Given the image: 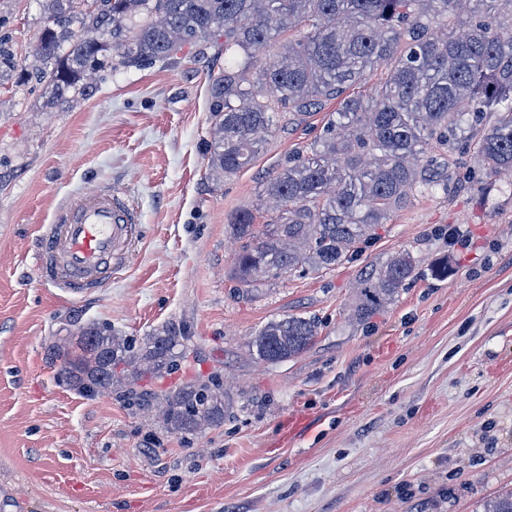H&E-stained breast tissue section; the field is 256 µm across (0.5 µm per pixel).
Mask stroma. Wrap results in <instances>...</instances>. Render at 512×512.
<instances>
[{
  "label": "stroma",
  "mask_w": 512,
  "mask_h": 512,
  "mask_svg": "<svg viewBox=\"0 0 512 512\" xmlns=\"http://www.w3.org/2000/svg\"><path fill=\"white\" fill-rule=\"evenodd\" d=\"M49 23L41 0H0V512H484L511 492L512 186L455 154L447 191L357 256L242 296L230 226L338 101L285 114L218 184L208 98L223 40L98 72L90 97L50 109L33 69ZM111 189L140 235L106 288L71 302L35 274L40 229ZM401 252L416 276L357 319L358 280ZM289 314L316 319L312 346L276 364L252 355V335ZM76 321L138 340L184 331L179 371L141 387L220 375L223 424L187 440L123 397L71 389L50 348Z\"/></svg>",
  "instance_id": "stroma-1"
}]
</instances>
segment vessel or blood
<instances>
[{
	"mask_svg": "<svg viewBox=\"0 0 512 512\" xmlns=\"http://www.w3.org/2000/svg\"><path fill=\"white\" fill-rule=\"evenodd\" d=\"M138 216L120 194H91L41 227L38 278L72 298L104 287L122 267Z\"/></svg>",
	"mask_w": 512,
	"mask_h": 512,
	"instance_id": "vessel-or-blood-1",
	"label": "vessel or blood"
}]
</instances>
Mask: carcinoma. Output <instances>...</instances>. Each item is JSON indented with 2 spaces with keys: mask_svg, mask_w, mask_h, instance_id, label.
Wrapping results in <instances>:
<instances>
[{
  "mask_svg": "<svg viewBox=\"0 0 512 512\" xmlns=\"http://www.w3.org/2000/svg\"><path fill=\"white\" fill-rule=\"evenodd\" d=\"M80 18L71 0H50L52 25L35 46L50 104L90 96L84 76L115 52L124 68L169 57L182 44L224 36V72L212 78L208 168L220 183L251 164L283 111L340 100L323 134L260 191L266 223L242 211L232 229L243 240L233 278L247 296L282 275L333 269L376 227L420 196L448 191V156L475 148L476 168L512 171V0H100ZM80 29H74V24ZM387 80L372 94L349 89L379 66ZM495 113L484 125V116ZM401 252L367 271L355 315L394 301L415 276ZM318 336L311 317L292 314L262 326L249 342L258 359L279 363ZM188 337L156 330L143 345L107 323H74L52 346L58 373L87 395L121 394L155 409L165 430L187 437L224 422V384L189 380L152 393L186 356Z\"/></svg>",
  "mask_w": 512,
  "mask_h": 512,
  "instance_id": "carcinoma-1",
  "label": "carcinoma"
}]
</instances>
